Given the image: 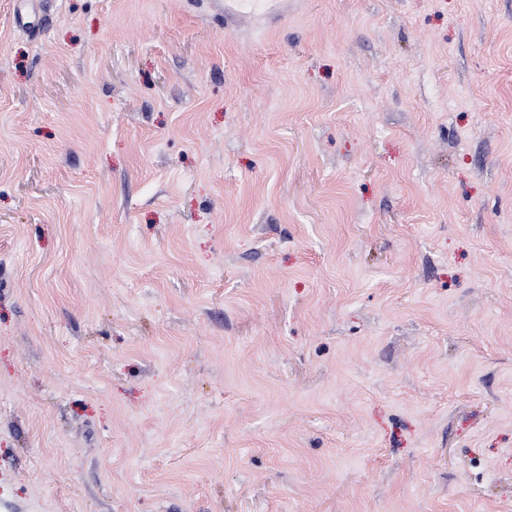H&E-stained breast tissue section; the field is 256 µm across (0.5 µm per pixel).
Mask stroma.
I'll return each instance as SVG.
<instances>
[{
    "mask_svg": "<svg viewBox=\"0 0 512 512\" xmlns=\"http://www.w3.org/2000/svg\"><path fill=\"white\" fill-rule=\"evenodd\" d=\"M0 0V512H512V0Z\"/></svg>",
    "mask_w": 512,
    "mask_h": 512,
    "instance_id": "stroma-1",
    "label": "stroma"
}]
</instances>
